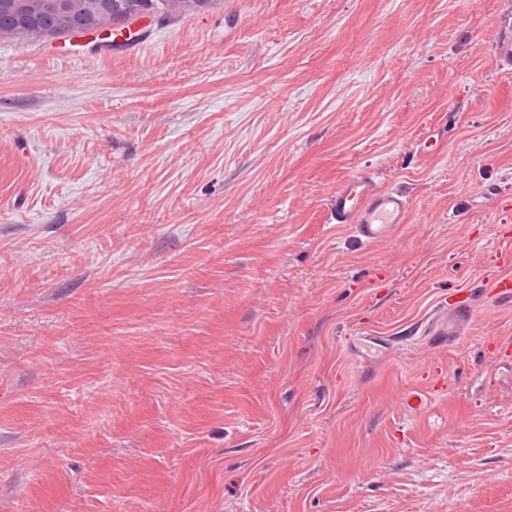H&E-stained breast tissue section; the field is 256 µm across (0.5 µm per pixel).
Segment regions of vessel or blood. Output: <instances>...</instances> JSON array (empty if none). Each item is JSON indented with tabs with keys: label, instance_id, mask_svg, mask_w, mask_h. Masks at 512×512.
<instances>
[{
	"label": "vessel or blood",
	"instance_id": "vessel-or-blood-1",
	"mask_svg": "<svg viewBox=\"0 0 512 512\" xmlns=\"http://www.w3.org/2000/svg\"><path fill=\"white\" fill-rule=\"evenodd\" d=\"M332 223L347 224L361 242L375 244L392 237L411 209L409 194L400 188H381L367 176L354 175L341 180L327 200ZM475 301L466 295L449 302L434 318V342L452 344L459 326L469 323Z\"/></svg>",
	"mask_w": 512,
	"mask_h": 512
}]
</instances>
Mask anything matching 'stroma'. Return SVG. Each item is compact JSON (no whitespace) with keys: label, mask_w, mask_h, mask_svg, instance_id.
I'll list each match as a JSON object with an SVG mask.
<instances>
[{"label":"stroma","mask_w":512,"mask_h":512,"mask_svg":"<svg viewBox=\"0 0 512 512\" xmlns=\"http://www.w3.org/2000/svg\"><path fill=\"white\" fill-rule=\"evenodd\" d=\"M133 28L0 39V512H512V0ZM355 174L392 238L329 223ZM327 209L333 224H348L361 242L375 244L405 223L411 198L401 188H381L368 176L354 175L338 183ZM475 313L474 298L467 294L444 306L434 318L430 336L434 342L442 346H450L454 336H458V327L469 323Z\"/></svg>","instance_id":"1"}]
</instances>
